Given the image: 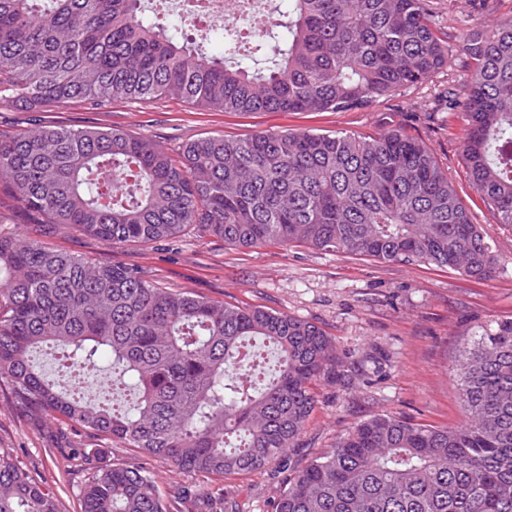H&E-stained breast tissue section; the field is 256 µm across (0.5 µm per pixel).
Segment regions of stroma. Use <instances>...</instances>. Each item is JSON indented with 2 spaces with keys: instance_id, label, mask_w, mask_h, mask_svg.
I'll return each instance as SVG.
<instances>
[{
  "instance_id": "obj_1",
  "label": "stroma",
  "mask_w": 512,
  "mask_h": 512,
  "mask_svg": "<svg viewBox=\"0 0 512 512\" xmlns=\"http://www.w3.org/2000/svg\"><path fill=\"white\" fill-rule=\"evenodd\" d=\"M448 34L474 28L468 0H432ZM463 71L440 72L366 110L348 112H214L177 98L115 100L104 108L74 101L47 112L0 109V132L40 123L65 128H115L155 139L175 151L205 135L242 137L265 131H333L378 135L392 130L424 142L447 168L459 195L500 260L494 278L459 270L381 262L303 246L265 245L239 250L189 229L173 241L112 247L81 231L40 233L39 215L24 211L0 183V228L39 245L87 259L134 266L165 287L240 306H261L308 320L336 344L335 381L314 386L317 404L286 457L245 475L218 477L171 468L138 449L91 436L80 426L36 421L16 411L0 388V452L29 476L50 485L62 512H82L81 490L90 467L142 466L161 496L179 487L191 495H224L239 512H274L288 479L359 423L385 414L439 428L463 424L456 366L465 347L484 332L512 321V227L470 186L460 156L464 123L443 110L438 92ZM64 432L71 452L51 440Z\"/></svg>"
}]
</instances>
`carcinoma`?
I'll list each match as a JSON object with an SVG mask.
<instances>
[{
    "label": "carcinoma",
    "mask_w": 512,
    "mask_h": 512,
    "mask_svg": "<svg viewBox=\"0 0 512 512\" xmlns=\"http://www.w3.org/2000/svg\"><path fill=\"white\" fill-rule=\"evenodd\" d=\"M142 0H0V104L179 96L221 112L366 109L443 69L448 110L475 191L512 225V17L480 0L478 27L448 49L429 0H288L286 19L246 38L224 24L210 57L149 23ZM0 180L47 228L114 246L170 241L188 226L236 249L306 246L490 278L499 260L430 149L399 131L206 136L175 155L119 130L35 126L0 135ZM60 351L68 388L33 350ZM108 357L135 404L85 399L81 373ZM465 424L388 415L360 423L297 471L274 512H512V321L457 365ZM336 379L334 341L312 322L163 288L138 268L46 249L0 232V385L41 420L68 419L175 468L262 469L297 445ZM0 512H60L58 499L0 454ZM82 512H202L162 498L141 468H98Z\"/></svg>",
    "instance_id": "obj_1"
}]
</instances>
